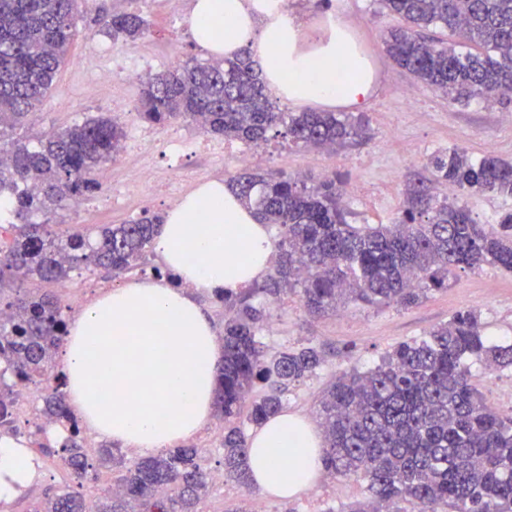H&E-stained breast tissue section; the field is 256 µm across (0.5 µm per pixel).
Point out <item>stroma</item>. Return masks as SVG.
Instances as JSON below:
<instances>
[{
  "label": "stroma",
  "mask_w": 512,
  "mask_h": 512,
  "mask_svg": "<svg viewBox=\"0 0 512 512\" xmlns=\"http://www.w3.org/2000/svg\"><path fill=\"white\" fill-rule=\"evenodd\" d=\"M192 3L180 0L173 11L167 0H87L85 13L75 20L77 34L69 62L61 69L53 92L37 106L27 125L14 130V137L31 139L111 113L116 114L127 136H134L145 126L137 114L140 67L161 73L168 70L169 58L205 55L192 37ZM102 9L139 11L147 21V30L133 42L112 41L95 23ZM288 11L309 31L322 28L334 17L351 32L374 75L370 101L354 112L366 127L368 140L362 145L321 151L276 138L266 143L257 171H280L314 181L337 175L347 220L352 224L392 223L404 204L408 181L418 178L427 180L431 194L438 199L465 203L478 223L497 224L502 214L512 210L511 198L463 192L438 181L426 166L433 153L453 147L465 148L476 159L491 153L512 161V124L505 120L506 114H512V102L474 99L452 104L434 89L415 82L385 51L382 37L400 20L382 11L377 0H329L322 6L316 0H288ZM105 70L111 71V82L95 85V76ZM116 97L125 101L119 113L112 110ZM181 165L192 174L182 185L187 194L204 182L226 181L238 172L234 165L201 151L184 157ZM96 178L99 190L84 199L79 211L58 212L50 216V223L73 233L94 224H122L146 210L162 214L168 210L165 188H158L145 202L126 196L129 169L124 157L102 164ZM466 309L480 314L490 340L512 343V273L490 264L459 270L449 276L447 289L430 293L411 308L352 304L324 318L309 316L298 297L291 294L267 305L261 339L272 354L310 345L322 351V368L294 387L285 402L288 413L312 421L324 389L335 376L353 368L375 367L399 343L425 335ZM472 383L488 405L501 414H512L511 370L491 373L476 365ZM223 434L224 422L218 418L192 440L210 472L204 512H233L237 507L248 510L259 500L265 502L268 512H336L369 496L364 480L327 476L288 499L243 491L225 479L219 465ZM37 454L48 470V480L30 486L8 504H0V512H29L46 493L65 489L78 488L101 500L110 495L113 483L124 472L122 465L100 466L79 482L63 465L58 446L38 449Z\"/></svg>",
  "instance_id": "obj_1"
}]
</instances>
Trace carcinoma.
Returning <instances> with one entry per match:
<instances>
[{"label":"carcinoma","mask_w":512,"mask_h":512,"mask_svg":"<svg viewBox=\"0 0 512 512\" xmlns=\"http://www.w3.org/2000/svg\"><path fill=\"white\" fill-rule=\"evenodd\" d=\"M82 0H0V216L12 231L0 249L4 287L36 277L54 284L75 270L121 273L146 263L164 216L143 212L125 224L96 227L95 237L53 234L46 216L98 189L95 170L120 152L125 132L109 117H91L26 142L10 132L27 124L55 86L75 35ZM403 25L384 39L400 68L452 102L512 97V0H378ZM114 40L133 42L147 29L135 10L98 16ZM432 28L457 37L428 36ZM142 120H191L226 141L266 143L281 136L303 148H344L365 139L349 112H292L273 102L251 53L235 59L192 58L141 81ZM437 179L473 192L512 197V162L492 154L472 161L463 148L429 159ZM261 224L282 228L275 272L224 305V368L216 411L224 420V474L251 486L249 438L282 412L290 389L324 362L313 347L269 357L259 337L263 297L296 291L306 312L323 315L349 303L409 308L448 288L457 269L486 263L512 273V212L500 229L480 224L464 204L438 201L424 182L406 189L394 224H350L336 178L309 186L281 173L244 171L228 181ZM0 320V366L15 378L0 404L47 376L67 336L60 299L51 291L16 290ZM512 370V344L489 341L472 309L426 335L403 342L382 362L332 380L319 412L325 469L366 480L370 496L341 512H512V417L486 404L470 363ZM63 383L43 396V412L66 421L72 436L64 464L79 478L89 463ZM208 472L195 448H175L126 467L121 491L96 512H200ZM33 512H86L85 497L63 491Z\"/></svg>","instance_id":"obj_1"}]
</instances>
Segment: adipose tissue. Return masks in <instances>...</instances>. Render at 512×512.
<instances>
[{
	"label": "adipose tissue",
	"mask_w": 512,
	"mask_h": 512,
	"mask_svg": "<svg viewBox=\"0 0 512 512\" xmlns=\"http://www.w3.org/2000/svg\"><path fill=\"white\" fill-rule=\"evenodd\" d=\"M195 42L211 56H258L270 92L299 107H363L373 93L365 59L344 28L306 38L279 0H195ZM154 249L178 286L140 281L110 288L71 320L58 355L71 409L101 438L151 456L190 440L212 420L224 352L202 295L261 281L274 245L223 182L202 184L171 209ZM254 482L289 498L321 475L319 431L280 413L250 439ZM288 453L280 461L273 449ZM36 472L24 436H0V500Z\"/></svg>",
	"instance_id": "1"
}]
</instances>
